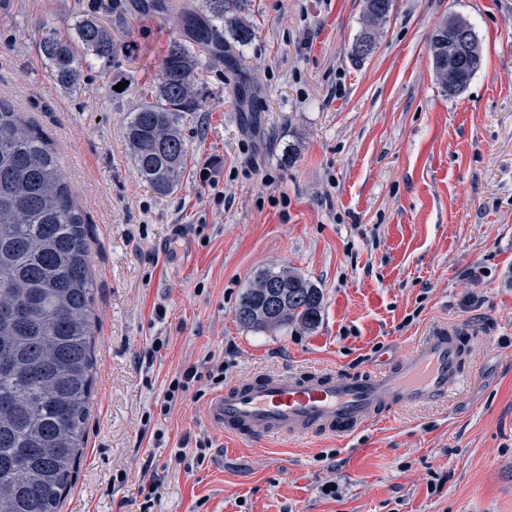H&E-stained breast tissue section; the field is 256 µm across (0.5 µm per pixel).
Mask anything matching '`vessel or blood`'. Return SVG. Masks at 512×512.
I'll return each mask as SVG.
<instances>
[{"instance_id": "1", "label": "vessel or blood", "mask_w": 512, "mask_h": 512, "mask_svg": "<svg viewBox=\"0 0 512 512\" xmlns=\"http://www.w3.org/2000/svg\"><path fill=\"white\" fill-rule=\"evenodd\" d=\"M463 329H431L409 355L377 373H259L234 382L209 401L207 417L225 434L251 441L348 437L406 404L447 398L469 375Z\"/></svg>"}]
</instances>
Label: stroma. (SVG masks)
<instances>
[{
  "instance_id": "obj_1",
  "label": "stroma",
  "mask_w": 512,
  "mask_h": 512,
  "mask_svg": "<svg viewBox=\"0 0 512 512\" xmlns=\"http://www.w3.org/2000/svg\"><path fill=\"white\" fill-rule=\"evenodd\" d=\"M364 5L248 0L256 37L202 73L204 106L181 119L187 170L161 196L135 172L125 132L183 34L175 12L0 0V98L51 141L86 218L96 288L91 411L61 512H140L148 467L160 477L151 512H512V0H394L357 62ZM451 15L482 51L453 97L428 51ZM86 16L116 50L66 88L38 42ZM272 266L321 288L317 328L236 322L242 290ZM440 322L477 334L460 392L348 438L234 440L207 419L219 386L206 378L160 412L169 381L209 356L228 384L371 371ZM200 442L203 464L176 462Z\"/></svg>"
}]
</instances>
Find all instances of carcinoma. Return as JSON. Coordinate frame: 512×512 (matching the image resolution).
I'll return each instance as SVG.
<instances>
[{
    "instance_id": "cac0c4a2",
    "label": "carcinoma",
    "mask_w": 512,
    "mask_h": 512,
    "mask_svg": "<svg viewBox=\"0 0 512 512\" xmlns=\"http://www.w3.org/2000/svg\"><path fill=\"white\" fill-rule=\"evenodd\" d=\"M246 0H201L180 13L185 37L170 40L156 83L131 113L126 144L135 170L158 195L180 185L188 145L179 120L203 106L201 74L225 59V45L245 47L255 31L242 17ZM393 0H365L363 27L349 54L370 56ZM455 26L471 41L465 71L448 78L438 23L428 39L436 77L448 96L461 92L482 58L471 25ZM39 49L57 82L71 87L88 59H108L112 34L92 18L74 34L49 31ZM272 280L279 306L269 314L263 289ZM94 280L86 221L49 141L0 99V512H60L84 444L95 357ZM323 293L300 274L267 268L241 293L237 323L266 331L292 324L307 330L321 321ZM274 322H269V317Z\"/></svg>"
}]
</instances>
